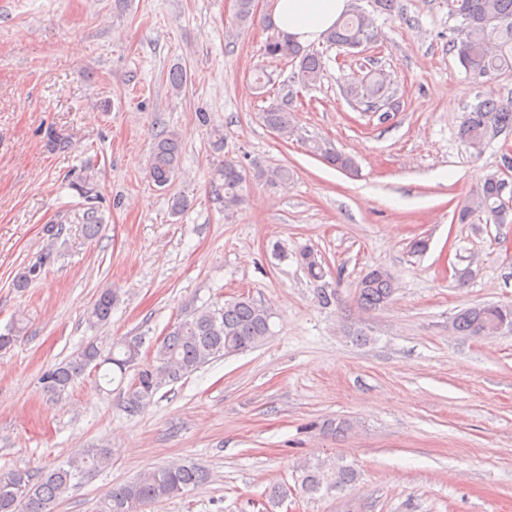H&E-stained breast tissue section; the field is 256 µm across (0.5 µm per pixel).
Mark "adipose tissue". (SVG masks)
I'll return each mask as SVG.
<instances>
[{
	"mask_svg": "<svg viewBox=\"0 0 512 512\" xmlns=\"http://www.w3.org/2000/svg\"><path fill=\"white\" fill-rule=\"evenodd\" d=\"M349 0H275L277 28L299 43L316 41L346 13Z\"/></svg>",
	"mask_w": 512,
	"mask_h": 512,
	"instance_id": "obj_1",
	"label": "adipose tissue"
}]
</instances>
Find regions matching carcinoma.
<instances>
[{
    "label": "carcinoma",
    "instance_id": "obj_1",
    "mask_svg": "<svg viewBox=\"0 0 512 512\" xmlns=\"http://www.w3.org/2000/svg\"><path fill=\"white\" fill-rule=\"evenodd\" d=\"M450 11L461 19L463 37H454L452 48L471 77L478 82L512 71V0H450ZM254 19V0H236L234 24L243 27ZM379 32L364 11L354 7L323 35L330 47L347 51L360 43H375ZM267 54L291 58L298 62V78L304 84L321 81L325 68L321 56L309 52L285 34L277 35L266 45ZM348 100L364 106L367 112H377V105L397 102L381 70L369 71L360 80L347 83L343 89ZM294 92L288 85L278 89L276 102L262 112V120L270 129L288 136L292 133L291 112ZM512 128V100L484 97L471 106L459 130L460 137L476 153L484 150L490 139ZM311 151L331 165L344 170L353 169L350 158L336 152L329 143L313 140ZM182 155L181 142L172 131L160 134L149 156V174L158 187L168 185L178 170ZM224 190V215L230 219L242 202V190L249 179L278 185L287 182L291 171L283 166L268 168L255 161L247 170L239 161L224 157L216 170ZM504 179L498 172L488 174L475 189L470 201L464 204L457 221L466 222L472 214L483 212L503 224L507 210L503 205ZM298 260L315 282L323 279L325 271L317 255L304 249ZM355 303L371 311L391 303L396 283L384 268H374L361 279ZM120 302V294L110 288L100 291L89 311V320L96 324L109 320L112 309ZM272 312L265 306L239 297L222 305L205 306L184 316L157 344L153 360L141 364L131 383L125 409L136 414L164 386L192 374L213 359L242 353L261 345L271 336ZM512 324V304H478L460 309L449 322L454 333L472 338L492 336L501 324ZM140 345L135 340H117L103 350L89 343L70 360L46 371L41 378L43 390L60 396L77 379L92 368L106 369L101 378L107 383L124 381L139 359ZM325 432L343 436L353 429L347 418L329 419L313 424ZM110 465L105 448H86L75 453L65 464L41 472L11 469L0 472V512H54L60 499L91 473ZM301 490L313 496L321 490L340 493L350 489L358 480L351 466L321 465L300 467ZM205 469L194 464L174 463L141 472L134 480L109 489L100 499L97 512H142V507L164 499L180 496L204 484Z\"/></svg>",
    "mask_w": 512,
    "mask_h": 512
}]
</instances>
